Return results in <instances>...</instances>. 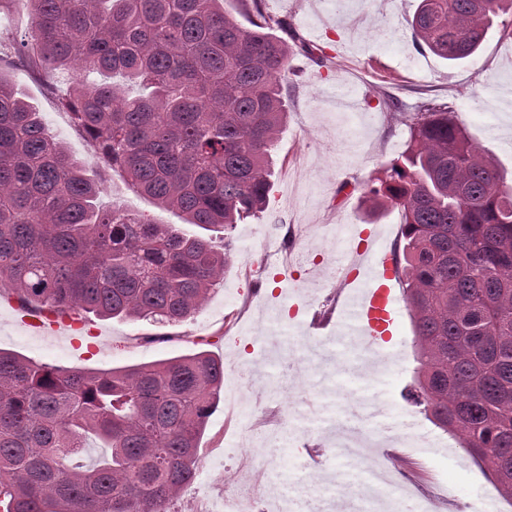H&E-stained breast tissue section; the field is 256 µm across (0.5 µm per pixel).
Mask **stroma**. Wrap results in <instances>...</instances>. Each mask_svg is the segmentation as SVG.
<instances>
[{
	"label": "stroma",
	"instance_id": "1",
	"mask_svg": "<svg viewBox=\"0 0 512 512\" xmlns=\"http://www.w3.org/2000/svg\"><path fill=\"white\" fill-rule=\"evenodd\" d=\"M336 2H265L266 14L283 21L289 33L315 47H330L334 65L324 76L310 55H291L281 75L288 123L272 151L267 207L231 234L210 229L215 243L230 239L231 259L199 312L173 326L84 312L81 320L97 329V336H33L13 324V295L5 288L0 290V349L74 369L119 368L194 350L219 358L221 397L207 421L195 477L171 512H195L203 500L211 512H224L225 489L243 480L268 489L264 512H281L286 503L298 512H405L408 497L418 500L420 512H512L486 467L473 464L457 439L410 400L417 388V361L409 311L399 318L405 346L377 351L359 374L352 369L363 350L356 341L340 343L320 367L295 363L283 369L273 350L290 336H303L302 325L344 322L342 308L328 314L319 303L344 248L325 236L323 225L345 224L354 234L379 225L386 230L385 245H399V209L370 214L363 193L382 164L404 149L408 129L402 113L424 105L451 107L469 137L512 172V140L497 135L499 126L512 125V109L491 102L496 82L512 81V37L493 33L480 54L451 67L412 43L406 20L420 0H344L341 9ZM29 21L28 0H10L0 10V73L37 105L67 152L97 175L100 203L200 234V227L182 224L177 213L157 208L107 170L93 142L58 105L67 74L40 73L14 57L10 43ZM338 88L353 90L358 110L335 108L331 96ZM347 142L355 143L353 152L343 151ZM283 224L298 225L305 240L297 262L289 266L268 261L266 253V230ZM282 274L297 289L314 290L315 300L297 306L278 295ZM362 402L380 406L392 429L377 431L371 455L348 460L337 448L336 435L352 424V410ZM261 405L288 414L285 429L269 439L251 428ZM246 453L256 459L250 471L237 464ZM373 462L383 466L388 481L365 498L361 488Z\"/></svg>",
	"mask_w": 512,
	"mask_h": 512
}]
</instances>
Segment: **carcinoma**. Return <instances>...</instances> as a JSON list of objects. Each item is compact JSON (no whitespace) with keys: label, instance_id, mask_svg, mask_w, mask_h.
I'll return each mask as SVG.
<instances>
[{"label":"carcinoma","instance_id":"1","mask_svg":"<svg viewBox=\"0 0 512 512\" xmlns=\"http://www.w3.org/2000/svg\"><path fill=\"white\" fill-rule=\"evenodd\" d=\"M15 50L70 74L60 99L112 173L224 249L98 203V182L0 74V282L40 311L178 324L224 279L236 224L260 213L287 124L279 79L294 45L271 17L247 27L224 0H29ZM512 25V0H420L413 44L456 66ZM112 75L118 82L86 83ZM409 140L365 202L402 215L401 279L417 403L488 465L512 504V185L456 112L404 116ZM224 366L198 351L72 370L0 349L3 512H170L193 481ZM104 449L92 462L90 443Z\"/></svg>","mask_w":512,"mask_h":512}]
</instances>
